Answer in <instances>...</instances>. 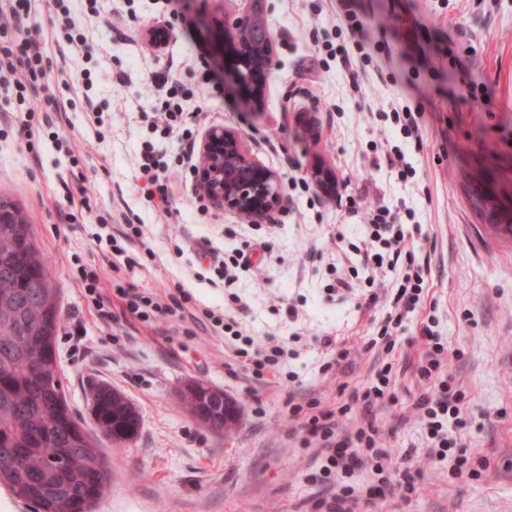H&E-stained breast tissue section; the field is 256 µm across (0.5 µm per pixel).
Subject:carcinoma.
Listing matches in <instances>:
<instances>
[{"mask_svg":"<svg viewBox=\"0 0 512 512\" xmlns=\"http://www.w3.org/2000/svg\"><path fill=\"white\" fill-rule=\"evenodd\" d=\"M475 212L495 226L509 223L499 205L468 194ZM47 262L27 217L0 223V485L37 512H93L111 469L95 434L77 420L57 378V295L44 287ZM213 395L200 386L188 411L224 433ZM98 433L114 440L137 434L140 418L120 393L101 385L92 396Z\"/></svg>","mask_w":512,"mask_h":512,"instance_id":"carcinoma-1","label":"carcinoma"}]
</instances>
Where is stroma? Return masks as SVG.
I'll use <instances>...</instances> for the list:
<instances>
[{
    "mask_svg": "<svg viewBox=\"0 0 512 512\" xmlns=\"http://www.w3.org/2000/svg\"><path fill=\"white\" fill-rule=\"evenodd\" d=\"M378 37L398 69L369 65L352 82L341 64L347 37L330 0H265L275 37L273 64L259 106L242 101L232 85L201 78L221 74L218 20L233 0H126L120 13L86 21L98 59L97 126L83 102L61 133L80 149L59 151L48 126L34 141L20 137L25 118H0V195L30 218L35 241L59 296L58 377L75 415L91 421V394L111 386L141 414L138 436L124 444L102 440L112 481L96 512H310L325 489L307 482L312 449L303 447L289 395L333 407L343 394L369 385L375 352L365 350L384 301L369 302L370 286L354 276L369 242L367 209L405 205L417 257H429L422 310L408 313L390 358L395 403L377 409L376 423L392 452V481L418 468L417 489L378 497L371 512H512V236L499 237L470 208L465 176L480 171L494 188L512 187V0H362ZM168 26L170 38L153 55L139 40ZM469 56L492 92L481 112L448 106V78L456 57ZM179 74L200 94L205 112L196 138L213 126L239 131L250 153L280 176L290 166L311 177L332 175L329 187L285 191L281 207L252 222L210 200L196 202L195 174L174 176L173 214L158 211L135 187L137 156L151 142L176 164L178 136L155 132L145 113L161 109L165 93L150 78ZM123 84H116V75ZM437 89L436 105L421 118L424 143L401 147L414 173L401 180L386 163L379 113L413 105V86ZM94 186L91 211L68 222L64 183L72 173ZM112 225H143L147 247L121 257L113 285L135 284L161 296L175 285L189 303L235 319L255 342L287 343L280 377L260 379L229 363L223 337L176 319L142 323L100 319L76 279L80 266H104L96 240L101 217ZM271 243L261 262L216 287L201 262L205 249L249 250ZM349 288L335 290L337 278ZM448 350L451 384L464 394L467 425L461 439L471 472L451 478L426 452L414 403L423 385L411 362L420 351L426 315ZM349 350L348 363L327 368L329 348ZM203 382L241 408L233 434L195 422L180 401L187 385Z\"/></svg>",
    "mask_w": 512,
    "mask_h": 512,
    "instance_id": "1",
    "label": "stroma"
}]
</instances>
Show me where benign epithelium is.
<instances>
[{
	"mask_svg": "<svg viewBox=\"0 0 512 512\" xmlns=\"http://www.w3.org/2000/svg\"><path fill=\"white\" fill-rule=\"evenodd\" d=\"M248 8L238 14H227L219 23L216 36L219 54H224V38L241 48L243 35L248 34L255 46L247 56L239 52L228 58L232 70L244 68L238 76L236 89L248 97L249 103H260L273 53L274 36L267 27L259 0H246ZM202 161L197 168L199 184L210 201L240 216L263 220L281 206L283 196L280 176L249 155L241 136L224 126L210 128L201 143ZM212 392L222 397L224 427L234 426L241 415L239 406L217 389Z\"/></svg>",
	"mask_w": 512,
	"mask_h": 512,
	"instance_id": "obj_1",
	"label": "benign epithelium"
}]
</instances>
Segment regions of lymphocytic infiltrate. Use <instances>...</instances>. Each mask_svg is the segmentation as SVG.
Listing matches in <instances>:
<instances>
[{"mask_svg":"<svg viewBox=\"0 0 512 512\" xmlns=\"http://www.w3.org/2000/svg\"><path fill=\"white\" fill-rule=\"evenodd\" d=\"M43 5L55 14L53 31L56 40L82 50L86 66L77 91L83 100L91 98L94 89L91 65L95 57L85 31L72 11L70 0H0V112L21 107L29 96L44 90L52 71L42 34L24 36L20 33L21 28L30 25ZM155 84L166 88L169 99L161 111L154 113L150 125L167 134L176 125L184 123L180 100L190 97L191 92L175 78L162 76L156 78ZM139 177L145 197L158 200L161 206H169L171 184L167 164L153 143H146L140 154ZM365 221L372 248L364 253V266H386L396 271L379 335L367 343L368 348L379 347L388 354L395 346L404 318L422 302L429 269L419 264L414 251L405 249L407 234L399 211L380 206L367 211ZM79 281L89 305L104 319L112 318L118 311L143 322L175 317L210 328L219 336L230 328L223 316L212 310L188 307V293L182 287L161 300L140 294L130 286L118 289L115 299L111 300L102 294L101 276L97 269L81 267ZM422 335L428 344L421 354L418 374L422 379L434 382L435 387L421 393L415 408L427 432L433 459L448 463L451 470L460 475L469 467V459L456 437L458 430L466 424L460 407L461 398L452 393L442 373L445 347L439 336L427 325L423 326ZM230 350L234 361L251 362L262 368L276 367L289 354L282 344L270 342L258 346L248 336L232 343ZM388 373V368L376 369L370 386L352 391L333 408L320 409L308 415L302 404L289 403V416L302 415L306 418L307 437L302 441L303 446L316 449L310 483L330 482L335 487L330 495L314 500L313 512H357L362 502H373V495L363 498L357 495L356 478L358 471L365 467L372 468L378 475L390 468L391 452L381 442L374 414L375 407L385 399L390 382ZM359 408L364 414L357 426H350L349 420Z\"/></svg>","mask_w":512,"mask_h":512,"instance_id":"lymphocytic-infiltrate-1","label":"lymphocytic infiltrate"}]
</instances>
